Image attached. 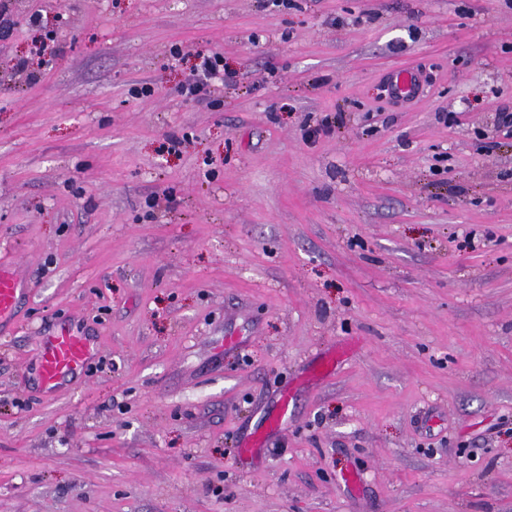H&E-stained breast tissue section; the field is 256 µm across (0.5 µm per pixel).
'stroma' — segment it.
<instances>
[{
	"label": "stroma",
	"mask_w": 512,
	"mask_h": 512,
	"mask_svg": "<svg viewBox=\"0 0 512 512\" xmlns=\"http://www.w3.org/2000/svg\"><path fill=\"white\" fill-rule=\"evenodd\" d=\"M7 5L0 512H512V0ZM197 59L199 63L191 69L181 87L182 95L193 101L202 99L210 83L226 75L223 57L219 54L198 52ZM26 293L24 279L15 269L0 268V327L13 315ZM86 338L69 331L51 336L39 362V379L44 389L52 393L69 376L83 369L90 358Z\"/></svg>",
	"instance_id": "35a3bbf8"
}]
</instances>
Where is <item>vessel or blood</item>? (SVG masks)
I'll return each instance as SVG.
<instances>
[{"instance_id": "obj_1", "label": "vessel or blood", "mask_w": 512, "mask_h": 512, "mask_svg": "<svg viewBox=\"0 0 512 512\" xmlns=\"http://www.w3.org/2000/svg\"><path fill=\"white\" fill-rule=\"evenodd\" d=\"M22 276L13 268H0V323L10 318L25 297ZM86 338L68 331L51 336L39 362V379L47 392L56 391L69 376L83 369L90 358Z\"/></svg>"}]
</instances>
